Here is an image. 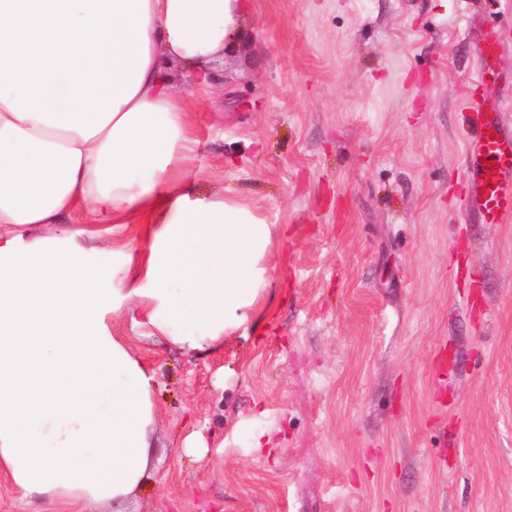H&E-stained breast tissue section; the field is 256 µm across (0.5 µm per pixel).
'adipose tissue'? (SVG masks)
<instances>
[{
	"mask_svg": "<svg viewBox=\"0 0 512 512\" xmlns=\"http://www.w3.org/2000/svg\"><path fill=\"white\" fill-rule=\"evenodd\" d=\"M243 0H0V475L32 512H126L152 476V377L108 323L73 224L150 239L125 298L173 346L254 323L276 225L199 195L173 67L208 82ZM62 225L50 244L25 229Z\"/></svg>",
	"mask_w": 512,
	"mask_h": 512,
	"instance_id": "obj_1",
	"label": "adipose tissue"
}]
</instances>
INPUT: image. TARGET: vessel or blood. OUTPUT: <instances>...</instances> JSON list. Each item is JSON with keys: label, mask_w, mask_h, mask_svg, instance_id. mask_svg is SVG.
Wrapping results in <instances>:
<instances>
[{"label": "vessel or blood", "mask_w": 512, "mask_h": 512, "mask_svg": "<svg viewBox=\"0 0 512 512\" xmlns=\"http://www.w3.org/2000/svg\"><path fill=\"white\" fill-rule=\"evenodd\" d=\"M504 47L501 28L487 23L477 45L474 87L498 83L497 60ZM505 110L502 100L485 98L465 114L470 128L465 144L469 203L484 224L512 222V131L502 121Z\"/></svg>", "instance_id": "vessel-or-blood-1"}]
</instances>
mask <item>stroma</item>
<instances>
[{"label":"stroma","instance_id":"1","mask_svg":"<svg viewBox=\"0 0 512 512\" xmlns=\"http://www.w3.org/2000/svg\"><path fill=\"white\" fill-rule=\"evenodd\" d=\"M248 4L191 107L199 191L278 227L260 324L173 348L74 240L152 376L134 512H512V223L467 208L460 127L512 0ZM485 23L484 36L477 45L478 67L471 78L475 88L497 84L501 78L497 60L506 45L502 36L504 31L495 23Z\"/></svg>","mask_w":512,"mask_h":512}]
</instances>
